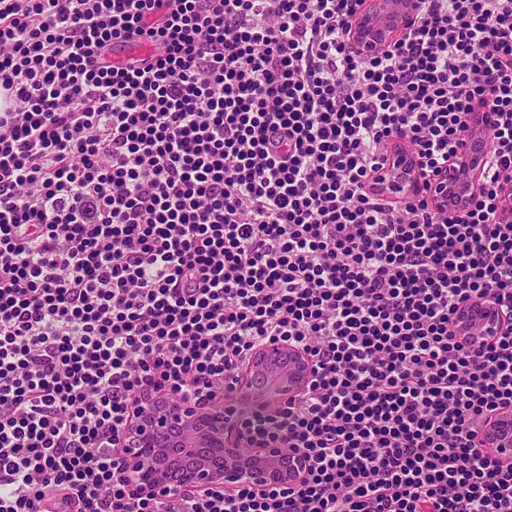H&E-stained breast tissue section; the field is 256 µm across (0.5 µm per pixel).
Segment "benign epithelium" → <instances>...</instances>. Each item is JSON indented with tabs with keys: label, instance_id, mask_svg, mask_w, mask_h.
Returning <instances> with one entry per match:
<instances>
[{
	"label": "benign epithelium",
	"instance_id": "benign-epithelium-1",
	"mask_svg": "<svg viewBox=\"0 0 512 512\" xmlns=\"http://www.w3.org/2000/svg\"><path fill=\"white\" fill-rule=\"evenodd\" d=\"M416 15L415 0H366L352 22L351 43L364 54L378 39L391 44L408 31ZM252 369L263 383L288 388L291 397L305 387L311 364L299 349L267 342L255 351ZM125 448L127 475L147 490L178 484L261 489L290 483L302 466L280 448H256L243 456L224 416L191 401L143 403Z\"/></svg>",
	"mask_w": 512,
	"mask_h": 512
}]
</instances>
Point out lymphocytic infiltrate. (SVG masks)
Segmentation results:
<instances>
[{"label":"lymphocytic infiltrate","mask_w":512,"mask_h":512,"mask_svg":"<svg viewBox=\"0 0 512 512\" xmlns=\"http://www.w3.org/2000/svg\"><path fill=\"white\" fill-rule=\"evenodd\" d=\"M362 3L0 0V512H512V0H420L367 55ZM478 115L462 211L386 199L397 143L438 176ZM270 341L312 364L275 409L236 395ZM147 398L297 482L139 490ZM464 158L467 161L466 173L462 181L451 189V194L456 200H462V205L466 204L474 194L478 180L484 175L487 165L488 156L486 153L476 152L470 147L464 146L459 150L456 159Z\"/></svg>","instance_id":"obj_1"}]
</instances>
